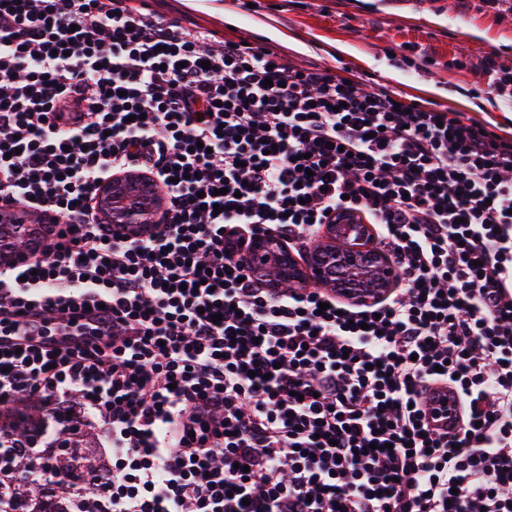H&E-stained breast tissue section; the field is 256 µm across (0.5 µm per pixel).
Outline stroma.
<instances>
[{"mask_svg":"<svg viewBox=\"0 0 512 512\" xmlns=\"http://www.w3.org/2000/svg\"><path fill=\"white\" fill-rule=\"evenodd\" d=\"M150 7L272 43L288 63L329 66L354 75L363 88L380 83L512 132V102L487 93L476 69L490 53L512 67V12L490 11L482 0H152ZM402 45L416 49L408 70L388 54ZM455 57L469 67L447 68Z\"/></svg>","mask_w":512,"mask_h":512,"instance_id":"stroma-1","label":"stroma"}]
</instances>
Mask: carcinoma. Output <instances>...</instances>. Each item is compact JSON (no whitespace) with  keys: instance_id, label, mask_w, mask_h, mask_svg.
I'll use <instances>...</instances> for the list:
<instances>
[{"instance_id":"obj_1","label":"carcinoma","mask_w":512,"mask_h":512,"mask_svg":"<svg viewBox=\"0 0 512 512\" xmlns=\"http://www.w3.org/2000/svg\"><path fill=\"white\" fill-rule=\"evenodd\" d=\"M45 233L44 224H0V262L11 257L15 250L43 242ZM57 425L59 419L48 418L36 400L11 410L0 408V431L10 437V441L0 444V471L21 468L23 457L35 451L36 445L49 436V429ZM47 462L50 468L65 476H88L98 468L93 454L72 444L61 454L56 442L50 444ZM30 485L26 492L0 493V512H93L92 505L60 496L49 484L32 480Z\"/></svg>"}]
</instances>
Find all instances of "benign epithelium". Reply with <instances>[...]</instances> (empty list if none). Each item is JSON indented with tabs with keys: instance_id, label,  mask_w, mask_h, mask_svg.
I'll return each mask as SVG.
<instances>
[{
	"instance_id": "1",
	"label": "benign epithelium",
	"mask_w": 512,
	"mask_h": 512,
	"mask_svg": "<svg viewBox=\"0 0 512 512\" xmlns=\"http://www.w3.org/2000/svg\"><path fill=\"white\" fill-rule=\"evenodd\" d=\"M99 200L112 223L126 232L146 227L158 210V197L149 179L138 175L114 177L101 184ZM327 225L329 242L301 266L279 239L268 236L251 241L245 251L247 263L257 273L277 270L296 284L313 281L326 284L360 303L380 299L394 287L395 270L388 256L370 248L367 225Z\"/></svg>"
}]
</instances>
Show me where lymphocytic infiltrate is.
Listing matches in <instances>:
<instances>
[{"label":"lymphocytic infiltrate","mask_w":512,"mask_h":512,"mask_svg":"<svg viewBox=\"0 0 512 512\" xmlns=\"http://www.w3.org/2000/svg\"><path fill=\"white\" fill-rule=\"evenodd\" d=\"M152 179L129 237L99 182ZM0 407L112 448L97 512H512V133L160 18L148 0L0 5ZM395 288L356 304L266 287L243 248L306 252L339 210ZM452 385L461 416L429 398ZM22 223L0 224V262L10 258L14 250L43 242L47 228L45 224Z\"/></svg>","instance_id":"f902f5d3"}]
</instances>
